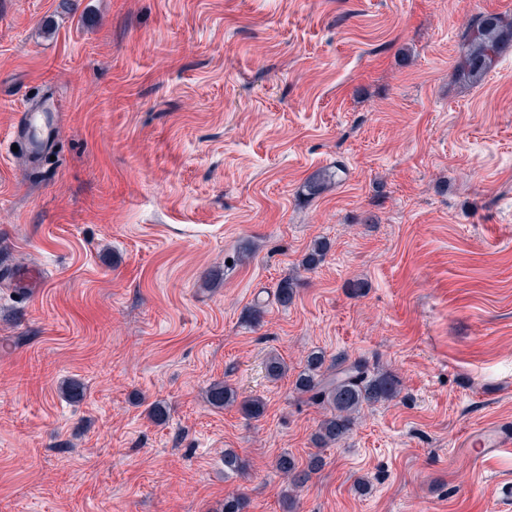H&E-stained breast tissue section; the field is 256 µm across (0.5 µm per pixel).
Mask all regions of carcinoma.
Wrapping results in <instances>:
<instances>
[{
	"mask_svg": "<svg viewBox=\"0 0 512 512\" xmlns=\"http://www.w3.org/2000/svg\"><path fill=\"white\" fill-rule=\"evenodd\" d=\"M507 44H512V23L506 24L497 15L483 17L467 35V44L457 64V73L465 82L479 85ZM399 381L390 372H373L367 360L347 362L339 357L325 366L321 352L311 353L306 367L295 380V390L311 404L325 410L314 435L316 451L309 454L305 466H299L292 457L283 454L275 464L276 470L287 482L282 493V512H294V492L305 486L312 474L323 466L322 451L345 439L355 426L363 405L389 401L398 393ZM213 404L224 406L237 399L228 385L217 382L209 391ZM248 460L232 449L224 450V469L244 472ZM248 499L242 494L224 497V512H247Z\"/></svg>",
	"mask_w": 512,
	"mask_h": 512,
	"instance_id": "cac0c4a2",
	"label": "carcinoma"
}]
</instances>
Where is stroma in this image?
<instances>
[{"label":"stroma","mask_w":512,"mask_h":512,"mask_svg":"<svg viewBox=\"0 0 512 512\" xmlns=\"http://www.w3.org/2000/svg\"><path fill=\"white\" fill-rule=\"evenodd\" d=\"M58 4L0 0V512H282L274 462L305 464L324 414L294 389L313 352L400 392L295 512H512V452L463 446L512 418V46L456 75L512 0ZM46 98L34 164L7 144ZM31 265L25 299L6 276ZM512 44V23L497 15L483 17L467 35V44L457 64V73L470 85H479L502 53Z\"/></svg>","instance_id":"35a3bbf8"}]
</instances>
